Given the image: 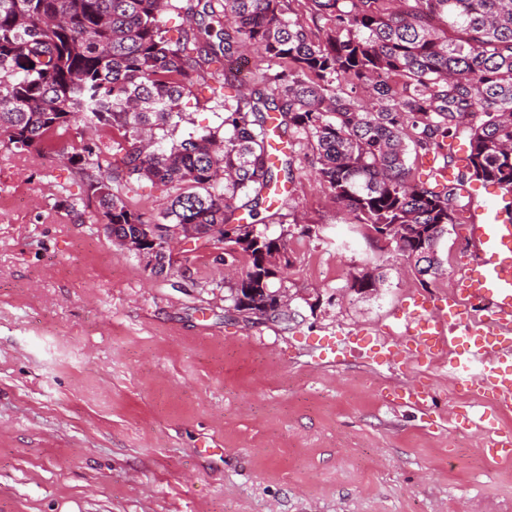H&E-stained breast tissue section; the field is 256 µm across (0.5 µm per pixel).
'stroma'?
Listing matches in <instances>:
<instances>
[{"mask_svg":"<svg viewBox=\"0 0 512 512\" xmlns=\"http://www.w3.org/2000/svg\"><path fill=\"white\" fill-rule=\"evenodd\" d=\"M0 149V512H512V454L463 427L481 401L448 358L378 366L345 343L405 345L411 296L447 298L501 201L479 181L421 283L402 255L342 220L294 145L282 287L297 322L224 318L226 271L184 248L152 274L99 225L55 206L79 193L65 155ZM312 233H303V226ZM379 291L350 292L355 276ZM424 387L428 408L404 402Z\"/></svg>","mask_w":512,"mask_h":512,"instance_id":"35a3bbf8","label":"stroma"}]
</instances>
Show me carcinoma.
Wrapping results in <instances>:
<instances>
[{"label":"carcinoma","instance_id":"cac0c4a2","mask_svg":"<svg viewBox=\"0 0 512 512\" xmlns=\"http://www.w3.org/2000/svg\"><path fill=\"white\" fill-rule=\"evenodd\" d=\"M0 0V145L46 151L70 130L97 139L68 156L83 192L58 206L104 233L154 224L171 242L195 224L244 260L230 306L276 321L272 282L288 267L286 239L242 231L283 223L272 194L293 157L272 160L273 136L306 140L317 174L353 224L391 235L438 274V245L476 180L512 196V0ZM191 23L169 35L163 13ZM212 82L221 123L187 128V101ZM455 180H412L408 146L456 165ZM149 181L170 190L156 219L129 203ZM173 268L172 250L152 272Z\"/></svg>","mask_w":512,"mask_h":512}]
</instances>
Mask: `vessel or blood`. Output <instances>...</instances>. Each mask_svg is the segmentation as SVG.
<instances>
[{
	"instance_id": "vessel-or-blood-1",
	"label": "vessel or blood",
	"mask_w": 512,
	"mask_h": 512,
	"mask_svg": "<svg viewBox=\"0 0 512 512\" xmlns=\"http://www.w3.org/2000/svg\"><path fill=\"white\" fill-rule=\"evenodd\" d=\"M469 233L477 254L461 271L462 294H449L435 304L415 298L406 330L416 342L422 359H437L450 350L457 335L469 344L466 360L449 358L457 382L478 387L484 401L504 410L512 408V220L501 211H487L470 224ZM489 361L474 372L471 361ZM472 427L487 434L489 454L512 450V433L498 428L487 413L475 414Z\"/></svg>"
}]
</instances>
